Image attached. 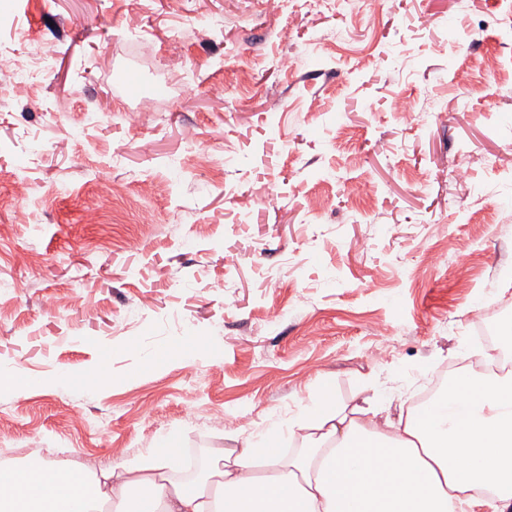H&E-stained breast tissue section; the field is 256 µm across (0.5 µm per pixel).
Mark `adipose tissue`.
<instances>
[{
	"instance_id": "1",
	"label": "adipose tissue",
	"mask_w": 512,
	"mask_h": 512,
	"mask_svg": "<svg viewBox=\"0 0 512 512\" xmlns=\"http://www.w3.org/2000/svg\"><path fill=\"white\" fill-rule=\"evenodd\" d=\"M300 442L283 456L276 436ZM161 441L98 471L43 457L0 468V512H512V370L460 373L428 409L336 406L328 391L260 441L221 454L203 483L172 476Z\"/></svg>"
}]
</instances>
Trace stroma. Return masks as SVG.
I'll return each mask as SVG.
<instances>
[{
  "label": "stroma",
  "mask_w": 512,
  "mask_h": 512,
  "mask_svg": "<svg viewBox=\"0 0 512 512\" xmlns=\"http://www.w3.org/2000/svg\"><path fill=\"white\" fill-rule=\"evenodd\" d=\"M264 3L0 0V463L220 452L324 387L400 407L512 315V0Z\"/></svg>",
  "instance_id": "obj_1"
}]
</instances>
